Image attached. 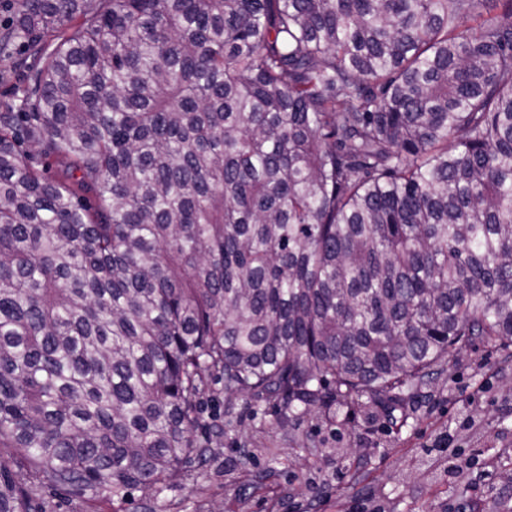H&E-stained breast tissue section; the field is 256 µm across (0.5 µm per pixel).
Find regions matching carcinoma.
<instances>
[{"mask_svg":"<svg viewBox=\"0 0 512 512\" xmlns=\"http://www.w3.org/2000/svg\"><path fill=\"white\" fill-rule=\"evenodd\" d=\"M88 2L0 37V512L171 489L238 397L406 424L512 347V0ZM24 62L27 66L38 63L36 57L31 55L22 43L16 42L1 50L0 54V103L13 102L16 99L18 88L22 84V71L19 63ZM222 387V383L213 379L210 389L203 395V411L199 415L200 426L196 430L199 437L204 434L203 425L213 426L224 423V393Z\"/></svg>","mask_w":512,"mask_h":512,"instance_id":"cac0c4a2","label":"carcinoma"}]
</instances>
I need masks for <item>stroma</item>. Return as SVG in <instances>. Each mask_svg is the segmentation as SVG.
Masks as SVG:
<instances>
[{
  "instance_id": "stroma-1",
  "label": "stroma",
  "mask_w": 512,
  "mask_h": 512,
  "mask_svg": "<svg viewBox=\"0 0 512 512\" xmlns=\"http://www.w3.org/2000/svg\"><path fill=\"white\" fill-rule=\"evenodd\" d=\"M22 43L0 50V103L14 101ZM222 448L173 489L125 502L32 486L36 512H512V353L476 341L449 352L413 421L354 410L283 431L272 409L234 402ZM252 457L237 467L240 451Z\"/></svg>"
}]
</instances>
